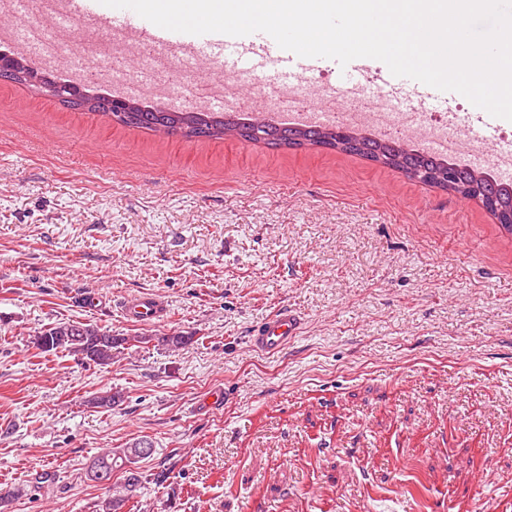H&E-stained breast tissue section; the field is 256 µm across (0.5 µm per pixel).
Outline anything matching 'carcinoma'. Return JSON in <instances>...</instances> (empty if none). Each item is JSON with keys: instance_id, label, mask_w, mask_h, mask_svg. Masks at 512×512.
Wrapping results in <instances>:
<instances>
[{"instance_id": "obj_1", "label": "carcinoma", "mask_w": 512, "mask_h": 512, "mask_svg": "<svg viewBox=\"0 0 512 512\" xmlns=\"http://www.w3.org/2000/svg\"><path fill=\"white\" fill-rule=\"evenodd\" d=\"M0 78L46 92L57 84L54 75L44 71L33 72L21 66L7 72L0 71ZM98 99L99 95L87 89L74 88L59 101L73 110L108 113L121 125L145 128L165 137L179 136L185 140L232 139L241 143L262 142L272 149L322 148L362 156L460 198L483 201L491 212L504 219L512 215V183L498 180L491 183L487 179L490 171L460 164L455 171L454 184L444 185L436 180L435 175L448 170L452 160L429 155L404 139L377 138L353 128L346 129L340 136L334 126L293 131L269 125L264 135L259 136L254 132L251 116L247 112H205L197 109L191 112H166L143 103L123 112H111L96 104ZM128 342L126 336H114L111 331L95 324L78 321L57 323L43 330L36 338V345L43 352L66 350L97 365L112 363L114 351ZM152 452V443L140 439L125 448H110L96 457L91 472L104 468L105 481H112V473L116 470L123 474L121 490L101 501L99 512H121L129 495L142 483V475L134 464L151 456Z\"/></svg>"}]
</instances>
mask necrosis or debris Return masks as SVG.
<instances>
[{"label": "necrosis or debris", "mask_w": 512, "mask_h": 512, "mask_svg": "<svg viewBox=\"0 0 512 512\" xmlns=\"http://www.w3.org/2000/svg\"><path fill=\"white\" fill-rule=\"evenodd\" d=\"M0 40L16 43L23 50H36L44 70L68 73L73 79H82L83 73L73 64L81 58L96 66V75L110 87L123 88L136 83L135 75L115 68L117 60L132 49L128 35L105 33L89 26L79 29L41 27L31 35L22 31L0 34ZM152 77L145 86L146 95L164 101L168 107H184L191 98L210 95L233 104L237 101L234 74H221L204 80L188 70L178 53L166 59H153ZM317 98L343 103L340 122L382 136L398 135L417 146L449 147L451 156L462 158L466 152L455 147L458 120L452 112H396L388 98L375 96L368 85L336 90L327 80L314 78L294 85H280L273 92L261 93L264 111L280 114L302 106Z\"/></svg>", "instance_id": "1"}]
</instances>
